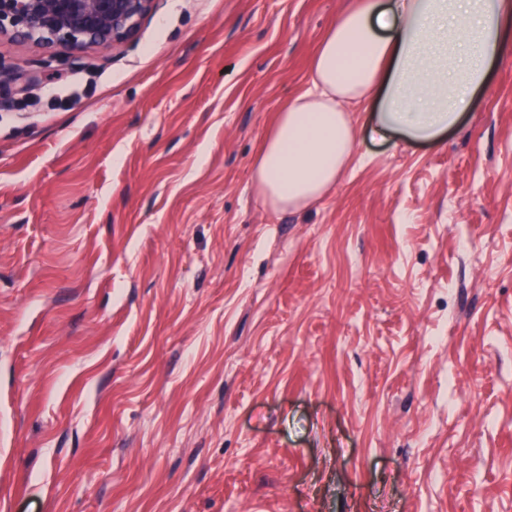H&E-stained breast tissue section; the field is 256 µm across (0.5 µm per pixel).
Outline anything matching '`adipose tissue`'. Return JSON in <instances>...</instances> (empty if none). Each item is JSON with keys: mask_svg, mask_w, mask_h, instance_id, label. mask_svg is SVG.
I'll use <instances>...</instances> for the list:
<instances>
[{"mask_svg": "<svg viewBox=\"0 0 512 512\" xmlns=\"http://www.w3.org/2000/svg\"><path fill=\"white\" fill-rule=\"evenodd\" d=\"M512 50V0H356L278 112L252 164L275 211L302 212L335 188L356 141L349 108L373 104V132L434 141L455 126Z\"/></svg>", "mask_w": 512, "mask_h": 512, "instance_id": "adipose-tissue-1", "label": "adipose tissue"}]
</instances>
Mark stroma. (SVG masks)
Wrapping results in <instances>:
<instances>
[{
  "label": "stroma",
  "instance_id": "1",
  "mask_svg": "<svg viewBox=\"0 0 512 512\" xmlns=\"http://www.w3.org/2000/svg\"><path fill=\"white\" fill-rule=\"evenodd\" d=\"M354 0H159L0 103V512H512V56L302 213L251 181Z\"/></svg>",
  "mask_w": 512,
  "mask_h": 512
}]
</instances>
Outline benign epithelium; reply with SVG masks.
I'll list each match as a JSON object with an SVG mask.
<instances>
[{
	"label": "benign epithelium",
	"mask_w": 512,
	"mask_h": 512,
	"mask_svg": "<svg viewBox=\"0 0 512 512\" xmlns=\"http://www.w3.org/2000/svg\"><path fill=\"white\" fill-rule=\"evenodd\" d=\"M157 0H0V40L32 41L41 67L65 59L62 50L133 40Z\"/></svg>",
	"instance_id": "1"
}]
</instances>
